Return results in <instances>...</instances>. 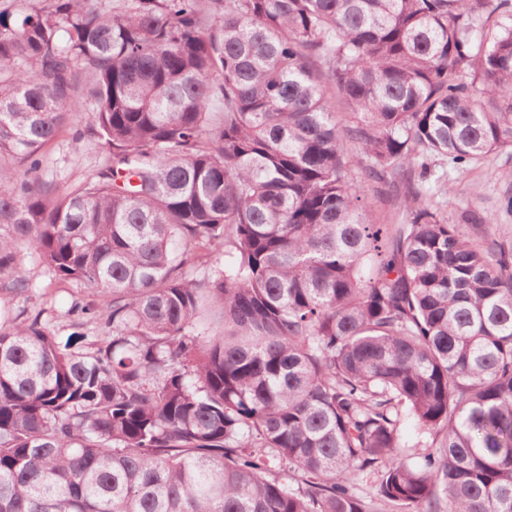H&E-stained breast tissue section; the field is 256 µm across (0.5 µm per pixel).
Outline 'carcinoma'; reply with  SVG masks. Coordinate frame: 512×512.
Segmentation results:
<instances>
[{
	"label": "carcinoma",
	"instance_id": "cac0c4a2",
	"mask_svg": "<svg viewBox=\"0 0 512 512\" xmlns=\"http://www.w3.org/2000/svg\"><path fill=\"white\" fill-rule=\"evenodd\" d=\"M88 105L98 172L53 193ZM507 148L512 0L0 7V289L33 249L112 295L68 310L99 340L0 330V512H370L367 471L400 512H512V246L434 169ZM416 170L376 223L366 185ZM405 422L442 440L412 462Z\"/></svg>",
	"mask_w": 512,
	"mask_h": 512
}]
</instances>
